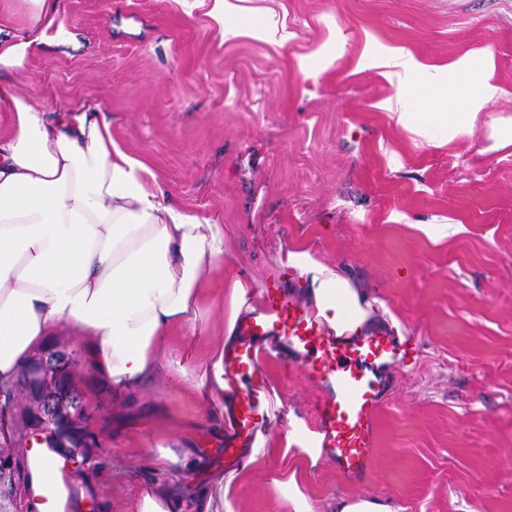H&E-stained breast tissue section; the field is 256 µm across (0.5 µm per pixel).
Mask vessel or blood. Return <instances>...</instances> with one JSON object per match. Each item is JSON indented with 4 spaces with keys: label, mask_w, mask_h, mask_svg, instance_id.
Wrapping results in <instances>:
<instances>
[{
    "label": "vessel or blood",
    "mask_w": 512,
    "mask_h": 512,
    "mask_svg": "<svg viewBox=\"0 0 512 512\" xmlns=\"http://www.w3.org/2000/svg\"><path fill=\"white\" fill-rule=\"evenodd\" d=\"M261 293L262 308L237 326L241 345L224 358V380L237 399L233 438L224 444L225 467L240 466L264 423V403L256 383L274 352L266 342L274 331L298 351L312 381L331 391L315 418L326 459L348 481L365 482L376 455V412L386 396L377 369L412 364L418 353L415 338H398L384 329L338 333L278 281H266Z\"/></svg>",
    "instance_id": "b4317fda"
}]
</instances>
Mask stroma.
Wrapping results in <instances>:
<instances>
[{
    "label": "stroma",
    "instance_id": "35a3bbf8",
    "mask_svg": "<svg viewBox=\"0 0 512 512\" xmlns=\"http://www.w3.org/2000/svg\"><path fill=\"white\" fill-rule=\"evenodd\" d=\"M71 41L13 74L18 95L67 112L99 105L114 142L174 203L224 226L244 277L300 286L279 253L305 246L374 304L366 328L416 337L392 367L375 461L354 485L327 460L301 490L378 497L397 512H512V147L491 151V121L512 118V0H60ZM441 64L493 54L507 90L471 135L426 140L379 102L397 86L360 64L366 38ZM430 232H423V225ZM449 225L439 236L438 225ZM102 462L88 477L101 512H130L155 473L130 449L190 452L189 491L224 473L222 426L198 421L186 388L158 373L142 397H114L69 328ZM264 435L313 428L324 392L299 366L264 367ZM276 462L240 482L234 512H279Z\"/></svg>",
    "mask_w": 512,
    "mask_h": 512
}]
</instances>
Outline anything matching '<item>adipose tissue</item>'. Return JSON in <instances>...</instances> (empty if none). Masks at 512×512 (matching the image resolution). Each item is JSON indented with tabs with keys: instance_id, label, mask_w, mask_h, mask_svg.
Wrapping results in <instances>:
<instances>
[{
	"instance_id": "obj_1",
	"label": "adipose tissue",
	"mask_w": 512,
	"mask_h": 512,
	"mask_svg": "<svg viewBox=\"0 0 512 512\" xmlns=\"http://www.w3.org/2000/svg\"><path fill=\"white\" fill-rule=\"evenodd\" d=\"M29 21L0 26V387L63 325L90 337L91 366L114 396L139 394L159 367L192 390L207 419L229 422L236 403L225 392L224 355L237 345L253 284L224 251V227L173 203L163 183L112 139L99 106L58 117L19 96L9 74L43 46L63 43L58 0H28ZM364 64L417 95L381 102L398 124L420 136L471 133L479 113L505 89L491 53L467 51L442 65L367 40ZM293 269L316 314L332 328L356 329L371 303L334 266L305 249L278 257ZM228 304L223 338L207 352L193 344L205 304ZM175 336L186 337L172 347ZM316 436L294 426L282 448L255 445L247 464L276 457L317 461ZM149 462L158 478L140 489L134 512H230V485L185 495L186 456L161 450Z\"/></svg>"
}]
</instances>
